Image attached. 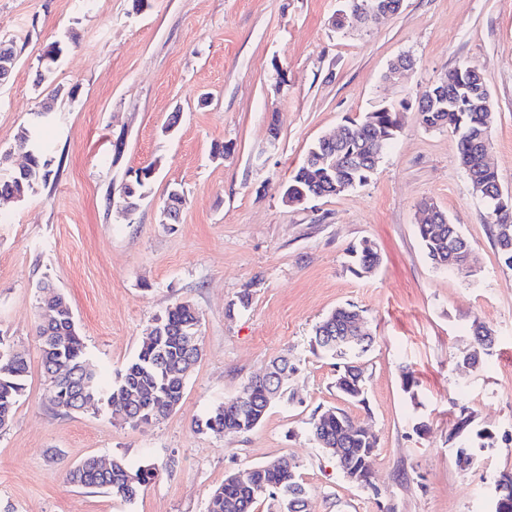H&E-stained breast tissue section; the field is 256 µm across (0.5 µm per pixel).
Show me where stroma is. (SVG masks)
<instances>
[{
	"label": "stroma",
	"instance_id": "1",
	"mask_svg": "<svg viewBox=\"0 0 512 512\" xmlns=\"http://www.w3.org/2000/svg\"><path fill=\"white\" fill-rule=\"evenodd\" d=\"M344 0H0V37L18 61L0 86V152H12L41 102L57 103L42 136L54 177L24 199L0 201V335L25 353L27 390L0 429V512H205L225 476L293 458L307 512H493L491 487L512 474V269L500 259L457 162V139L414 110L369 181L291 206L282 187L308 147L379 106L414 101L471 64L490 91L491 162L512 192V0H403L380 25L339 30ZM66 49L38 80L39 58ZM414 69L386 81L390 63ZM288 72L275 86V65ZM178 122H171V114ZM279 139L270 144L268 127ZM226 146L217 154V146ZM154 165L130 218L116 211L127 171ZM186 203L162 223L171 189ZM434 202L470 241L474 276L433 267L417 234ZM377 246L369 276L348 251ZM69 302L90 364L114 378L154 319L178 302L201 315L202 356L165 419L134 428L105 406L67 412L46 397L39 287ZM250 291L251 304L238 298ZM362 311L375 338L364 359L365 403L342 399L332 359L314 355L315 325L339 306ZM493 346L462 364L475 325ZM287 356L285 395L253 431L197 430L212 407ZM417 380L403 389V371ZM345 410L375 435L372 489L351 483L309 433L313 415ZM470 432L454 435L461 409ZM492 433L480 447L477 431ZM461 446L476 462L456 464ZM95 456L122 457L156 476L133 501L65 483Z\"/></svg>",
	"mask_w": 512,
	"mask_h": 512
}]
</instances>
